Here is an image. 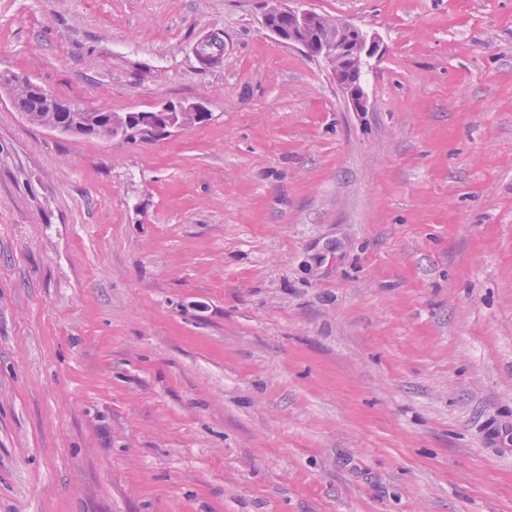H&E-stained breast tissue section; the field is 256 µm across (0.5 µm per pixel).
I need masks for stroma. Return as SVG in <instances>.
<instances>
[{
  "label": "stroma",
  "instance_id": "obj_1",
  "mask_svg": "<svg viewBox=\"0 0 512 512\" xmlns=\"http://www.w3.org/2000/svg\"><path fill=\"white\" fill-rule=\"evenodd\" d=\"M0 0V512H512V0ZM224 54L202 65L210 39ZM270 2L272 5L263 15L265 27L272 33L268 27L270 15L288 16L293 29V35L288 39V44L327 60L332 66L336 83L346 92L357 109H363L366 104L364 93L355 91L345 77L347 71L362 66L371 56L376 49L374 42L368 40L366 33L360 27L339 19L333 23H325L320 37L311 41L308 31L315 25L312 18L317 14L291 5L305 1L271 0ZM45 104L44 95L30 92L27 86H19L14 105L19 112L30 115L33 118L51 120L53 118L64 128L65 134L74 136H103L112 137L111 121L112 112H87L82 109L72 108L68 111L40 112ZM59 124H42L54 130L61 129ZM201 113L207 112L203 103L196 102L188 105L164 104L160 108L151 112L128 113L124 117L115 116L116 124L132 125L138 122L143 130H148L155 135L171 133V130L178 129L184 123L175 120V113Z\"/></svg>",
  "mask_w": 512,
  "mask_h": 512
}]
</instances>
